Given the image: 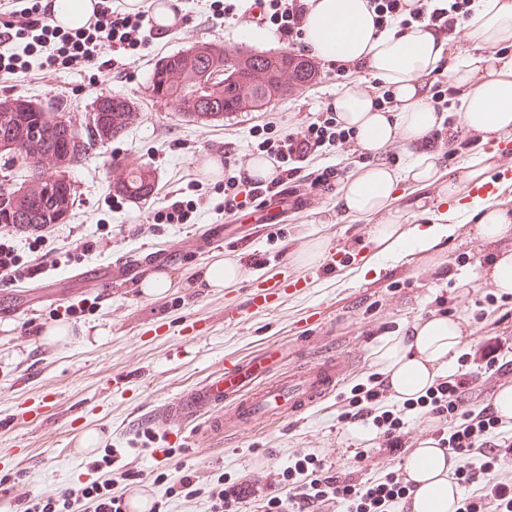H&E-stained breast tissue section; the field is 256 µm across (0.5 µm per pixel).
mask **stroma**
Segmentation results:
<instances>
[{
	"instance_id": "1",
	"label": "stroma",
	"mask_w": 512,
	"mask_h": 512,
	"mask_svg": "<svg viewBox=\"0 0 512 512\" xmlns=\"http://www.w3.org/2000/svg\"><path fill=\"white\" fill-rule=\"evenodd\" d=\"M179 2L178 30L156 31L152 47L140 54L113 55L111 68L48 67L33 79L0 76V99L20 96L42 106L64 102L78 117L96 96L118 94L135 112L122 137L65 165L75 203L64 223L40 238L27 229L9 234L21 259L41 258L45 270L31 279L0 278V512H14L26 492L61 494L88 463L107 454L112 466L100 477L111 480L113 492L137 478L138 492L162 502L165 512H210L207 490L218 479L243 477L258 489L244 512H264L267 497L281 492V465L296 451L325 457L341 473L369 477L400 470L402 454H390L379 438L359 440L354 424L340 415L352 388L375 382V347L442 310L467 331L468 350H476L483 334L499 338L504 375L491 377L488 384L512 385V294L504 297L501 319L481 331L474 315L494 291L483 272L495 249L475 235L472 211L447 198L441 182L400 184L394 207L407 227L426 223L448 207L457 214L455 235L431 254L382 260L371 229L391 223V215L342 217L337 192L325 194L310 209L258 226L253 215L228 217L218 211L223 170H211L199 190H189L191 174L203 159L223 153L225 143H234L238 153H255L250 128L266 122L268 113H275L278 132L288 131L323 111L343 85L367 83L371 76L363 68L347 76L319 62L310 84L272 102L268 110L220 120L187 118L151 92L153 65L160 57L199 41L264 52L284 51L288 45L274 25L253 22V0H239L242 16L236 22L212 19V0ZM259 27L264 39H252L251 31ZM129 154L154 175L148 199L130 201L111 190V167ZM180 188L198 203L195 223H159L165 194ZM175 239L189 242L190 250L170 253ZM318 241L323 249L311 255ZM217 254L248 260L244 277L218 291L192 283V275ZM331 255L336 258L332 269L326 265ZM377 261L382 273L363 276L364 267ZM116 262L129 265L132 276L119 285L97 287ZM160 270L173 279L167 295H142L140 281ZM303 278L308 288L285 293V286ZM271 286L283 293L270 307L241 321L225 320L226 307L246 305L253 292ZM57 324L69 325L72 336L64 343H46L45 328ZM101 330L106 336L100 340ZM330 350L347 355L348 375L332 396L299 418L227 437L208 434L203 419L172 431L146 421L182 393L223 373L229 362L268 354L284 373ZM89 433L97 438L96 448L74 454L73 444ZM188 471L198 476L203 495L169 494Z\"/></svg>"
}]
</instances>
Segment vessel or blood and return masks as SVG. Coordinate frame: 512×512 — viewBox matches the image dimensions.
<instances>
[{
    "label": "vessel or blood",
    "instance_id": "vessel-or-blood-1",
    "mask_svg": "<svg viewBox=\"0 0 512 512\" xmlns=\"http://www.w3.org/2000/svg\"><path fill=\"white\" fill-rule=\"evenodd\" d=\"M347 364L329 356L278 380H266L267 364L261 359L226 366L223 376L209 380L177 398L166 414L151 418L153 427H186L203 415L210 426L224 433H240L256 424L304 413L323 402L340 385ZM224 412L212 415L215 405Z\"/></svg>",
    "mask_w": 512,
    "mask_h": 512
}]
</instances>
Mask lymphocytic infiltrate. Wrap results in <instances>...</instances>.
<instances>
[{
	"mask_svg": "<svg viewBox=\"0 0 512 512\" xmlns=\"http://www.w3.org/2000/svg\"><path fill=\"white\" fill-rule=\"evenodd\" d=\"M269 20L288 45H296L307 0H266ZM378 26L401 14L412 21L428 22L446 41L460 38L459 20L468 15V0H436L407 9L405 0H369ZM147 11H128L125 0H101L95 19L79 29L58 28L41 0H0V73L28 77L34 67L78 68L103 59L105 50L138 53L149 44ZM270 135L258 145L273 165L268 179L251 176L246 160H238L234 174L224 179V213L231 216L267 197L323 193L337 186L335 166L314 167V160L329 146H352L354 133L333 109L281 134L266 123ZM470 358H463L455 374L438 378L425 395L402 404H386L382 384L359 390L348 401L343 419L363 422L382 434L389 451L403 448L406 415L421 413L434 422L431 437L459 461L456 480L463 493L455 512H512V481L499 479L502 465L512 460V434L507 424L481 402L478 374ZM294 462L281 472L285 497L266 500V512H325L341 504L346 512H386L406 499L410 485L400 474L355 479L326 468L310 453H294ZM125 494L113 493L108 481H93L66 489L54 498L26 494L19 498L20 512H123Z\"/></svg>",
	"mask_w": 512,
	"mask_h": 512,
	"instance_id": "f902f5d3",
	"label": "lymphocytic infiltrate"
}]
</instances>
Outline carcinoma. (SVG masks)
Returning <instances> with one entry per match:
<instances>
[{
    "label": "carcinoma",
    "mask_w": 512,
    "mask_h": 512,
    "mask_svg": "<svg viewBox=\"0 0 512 512\" xmlns=\"http://www.w3.org/2000/svg\"><path fill=\"white\" fill-rule=\"evenodd\" d=\"M225 49L210 43L201 42L191 48L159 59L151 77L152 92L176 104L178 111L196 119H211L235 112L240 96L263 99L265 94L247 87L237 78L224 85L214 84L210 91L196 95L191 91L197 75L209 71L217 74L224 71ZM283 60L294 65L298 86L302 87L314 79L311 69L305 67V59L287 54ZM184 69L181 81L164 80L163 71L168 66ZM64 107L58 105L50 111L37 105H29L23 111H0V154L8 162L21 160L27 164L30 177L43 179V170L33 160L50 151H60L69 160L78 162L92 149L96 142L104 143L114 139L128 125L130 103L118 96H102L95 101L86 122L79 125L62 121ZM153 182L149 172L141 169L129 177L128 183L114 187L120 195L134 200L148 197L153 192ZM71 182L58 175L51 182L49 192L31 199L22 207L10 203L11 185L7 180L0 181V224L23 228L40 224H61L63 215L73 206L74 198Z\"/></svg>",
    "instance_id": "cac0c4a2"
}]
</instances>
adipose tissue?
I'll list each match as a JSON object with an SVG mask.
<instances>
[{"instance_id":"obj_1","label":"adipose tissue","mask_w":512,"mask_h":512,"mask_svg":"<svg viewBox=\"0 0 512 512\" xmlns=\"http://www.w3.org/2000/svg\"><path fill=\"white\" fill-rule=\"evenodd\" d=\"M474 38L463 62L449 68L457 88L463 122L481 139L512 137V60L503 47L512 45V0H475L467 21ZM304 46L318 59L367 67L371 83L341 88L331 105L345 126L353 128L365 152L377 153L396 138L417 142L439 126L443 115L430 102L419 79L443 67L445 43L425 23L393 24L376 30L367 0H311L305 16ZM384 87L397 101L396 111L377 102L376 87ZM434 156L422 154L400 171L377 163L349 176L338 198L343 216L368 219L387 211L397 197L400 181L425 185L439 179ZM476 215L475 232L496 244L512 236V211L482 198L470 204ZM456 230L452 224H377L373 241L385 257L427 253ZM465 345L457 318L446 315L419 320L404 336L384 339L373 363L393 400L424 394L435 379L448 374ZM454 459L431 441L419 442L403 462L411 483L408 512H454L461 494L452 478Z\"/></svg>"}]
</instances>
